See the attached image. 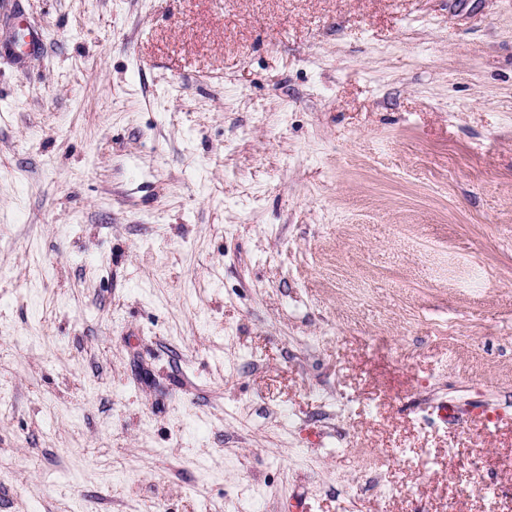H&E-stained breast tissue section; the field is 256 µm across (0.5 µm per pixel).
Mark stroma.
<instances>
[{"instance_id":"stroma-1","label":"stroma","mask_w":512,"mask_h":512,"mask_svg":"<svg viewBox=\"0 0 512 512\" xmlns=\"http://www.w3.org/2000/svg\"><path fill=\"white\" fill-rule=\"evenodd\" d=\"M298 503L512 512V0H0V512Z\"/></svg>"}]
</instances>
